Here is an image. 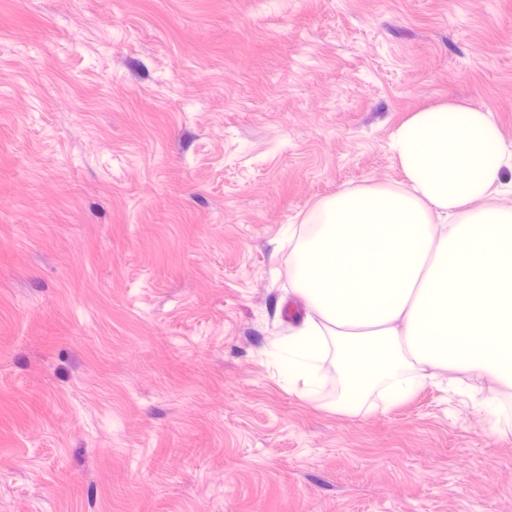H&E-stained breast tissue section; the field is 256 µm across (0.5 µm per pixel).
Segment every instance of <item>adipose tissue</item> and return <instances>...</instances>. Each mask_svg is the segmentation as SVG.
<instances>
[{
  "mask_svg": "<svg viewBox=\"0 0 512 512\" xmlns=\"http://www.w3.org/2000/svg\"><path fill=\"white\" fill-rule=\"evenodd\" d=\"M399 189L336 193L312 212L288 281L306 316L281 357L309 394L327 337L345 367L336 412L383 407L468 371L506 385L512 402V142L493 112L448 101L392 132Z\"/></svg>",
  "mask_w": 512,
  "mask_h": 512,
  "instance_id": "adipose-tissue-1",
  "label": "adipose tissue"
}]
</instances>
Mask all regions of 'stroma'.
Segmentation results:
<instances>
[{
  "mask_svg": "<svg viewBox=\"0 0 512 512\" xmlns=\"http://www.w3.org/2000/svg\"><path fill=\"white\" fill-rule=\"evenodd\" d=\"M448 100L512 141V0H0V512H512L496 380L274 354L289 227Z\"/></svg>",
  "mask_w": 512,
  "mask_h": 512,
  "instance_id": "obj_1",
  "label": "stroma"
}]
</instances>
